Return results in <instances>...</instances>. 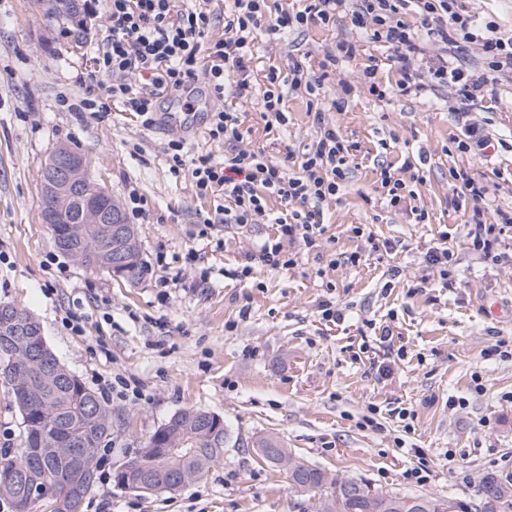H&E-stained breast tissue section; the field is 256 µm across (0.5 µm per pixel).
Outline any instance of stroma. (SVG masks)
<instances>
[{"label":"stroma","mask_w":512,"mask_h":512,"mask_svg":"<svg viewBox=\"0 0 512 512\" xmlns=\"http://www.w3.org/2000/svg\"><path fill=\"white\" fill-rule=\"evenodd\" d=\"M92 14L77 50L61 28L45 26L36 0H0V302L37 319L61 364L101 394L112 415V434L96 454L101 479L81 512H314L283 469L259 459L254 442L268 435L306 463L373 490L476 512L482 479L512 475V358L491 353L498 341L512 344V260L495 265L471 250L474 202L450 174L466 170L488 187L493 206L510 210L512 151L488 162L456 150L463 130L454 90L428 101L370 95L361 82L370 63L378 65L377 84L394 85L399 74L379 44L353 30L349 9L327 27L272 40L256 32L248 97L218 99L200 83L199 112H236L244 147L288 167L320 134L308 114L314 105L359 150L338 199L324 208L318 251L293 268L258 266L240 279L234 270L271 225L225 223L222 196H197L190 172L171 173L164 148L176 136L189 155L224 156L197 115L169 120L176 97L163 99L157 126L147 129L91 81L108 34L102 7ZM344 39L355 44L354 57L322 72L327 52ZM295 60L320 78V89L313 96L286 89L288 121L269 129L259 106L266 76L273 67L288 75ZM85 98L106 111H77ZM469 119L489 137L512 141V83L495 85ZM60 145L87 156L120 203L137 193L134 224L148 266L141 280L86 269L57 248L39 197L41 168ZM405 150L422 156V179L412 185L415 198L394 207L382 194L380 165L401 164ZM415 207L425 211L423 222ZM352 224L369 226L394 250L370 251L349 238ZM443 234L449 288L424 260ZM352 251L358 264L346 259ZM325 300L346 309L343 323L322 318ZM371 322L392 328L390 345L362 349ZM452 397L466 406H450ZM373 404L387 413L379 430L360 425ZM191 406L222 416L232 437L206 475L175 493L118 487L113 473ZM395 408L413 413L411 429L392 416ZM422 456L432 475L418 484L406 473Z\"/></svg>","instance_id":"obj_1"}]
</instances>
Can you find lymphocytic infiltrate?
I'll return each instance as SVG.
<instances>
[{"instance_id":"1","label":"lymphocytic infiltrate","mask_w":512,"mask_h":512,"mask_svg":"<svg viewBox=\"0 0 512 512\" xmlns=\"http://www.w3.org/2000/svg\"><path fill=\"white\" fill-rule=\"evenodd\" d=\"M111 36L106 51L97 58L99 76L109 78L107 92L121 99L142 127L157 122L160 101L173 93H191L193 84L205 80L212 94L224 95V80L240 73L238 93H245L243 75L255 52L254 33L265 29L274 37L282 31L309 25H329L345 0H309L303 10L273 15L269 0H234L232 14L224 22V36L208 39L210 13L204 7L176 10L175 0H104ZM354 27L391 52L401 72L395 84L400 96L427 98L440 87L454 89L463 104L459 118L484 98L487 87L512 76V36L498 26L476 23L462 14L458 0H356L351 13ZM476 45L479 67L463 66L459 44ZM314 120L320 135L288 169L262 153L240 148L242 133L236 113L212 112L209 137L231 144L223 161L211 156H188L184 143L169 140L166 152L173 173L190 169L196 193L222 192L230 200L224 211L229 224L247 227L267 222L275 232L252 243L240 277H249L255 266L271 270L297 265L302 251L317 248L325 233L323 207L348 180L355 144L345 140L335 126L325 124L322 110ZM475 202L470 230L472 249L481 259L500 261L503 237L512 234V210H496L487 222L486 186L467 173L453 172ZM288 204V213H274L270 199Z\"/></svg>"}]
</instances>
